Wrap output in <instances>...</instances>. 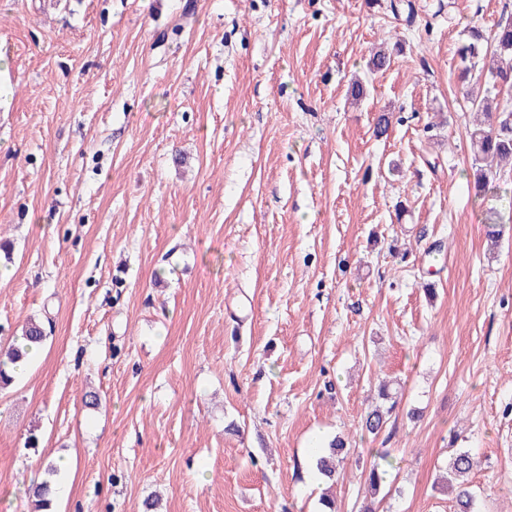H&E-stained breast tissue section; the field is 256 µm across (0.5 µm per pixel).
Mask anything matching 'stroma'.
<instances>
[{"instance_id": "1", "label": "stroma", "mask_w": 512, "mask_h": 512, "mask_svg": "<svg viewBox=\"0 0 512 512\" xmlns=\"http://www.w3.org/2000/svg\"><path fill=\"white\" fill-rule=\"evenodd\" d=\"M411 2L0 0V341L49 335L0 391V512L61 457L50 512H317L301 454L338 435V512L381 448L379 512H454L458 448L512 512V172L475 197L457 79L512 0ZM395 401L387 408L375 406L370 410L362 420V431L373 437H377L379 433L386 427L390 413L395 407Z\"/></svg>"}]
</instances>
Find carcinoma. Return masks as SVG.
<instances>
[{
    "label": "carcinoma",
    "instance_id": "obj_1",
    "mask_svg": "<svg viewBox=\"0 0 512 512\" xmlns=\"http://www.w3.org/2000/svg\"><path fill=\"white\" fill-rule=\"evenodd\" d=\"M461 61L460 80L463 96L472 109L482 115L470 128L469 137L473 148V168L476 171L475 195L480 196L490 185L504 175L505 167L512 168V106L498 99L499 86L512 81V17L500 22L493 36L488 38L477 27L471 28L467 39L458 47ZM392 53L383 43L369 56L368 68L372 72L386 69ZM47 340L44 326L29 322L21 340H13L7 348H0V387L11 385L15 379L12 369L31 358V351ZM394 406H377L362 420V431L376 437L386 427ZM347 443L338 436L331 440L329 448L316 459V467L331 483L342 469L347 455ZM479 465V460L468 450L454 452L448 460V486L455 490L457 512H474L475 499L468 476ZM386 483V470L373 464L365 478L367 496L378 497ZM51 483L44 479L35 484L32 502L38 512H44L51 503Z\"/></svg>",
    "mask_w": 512,
    "mask_h": 512
}]
</instances>
